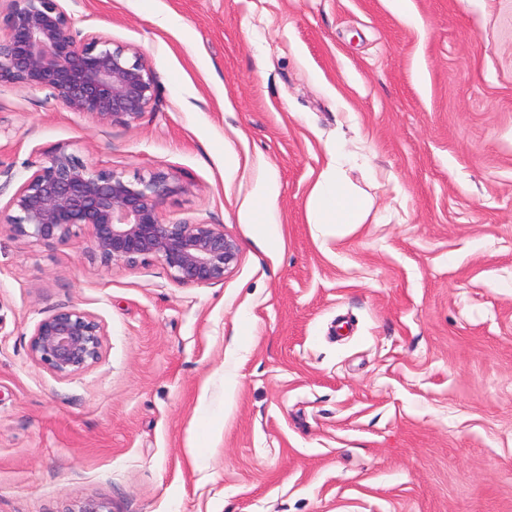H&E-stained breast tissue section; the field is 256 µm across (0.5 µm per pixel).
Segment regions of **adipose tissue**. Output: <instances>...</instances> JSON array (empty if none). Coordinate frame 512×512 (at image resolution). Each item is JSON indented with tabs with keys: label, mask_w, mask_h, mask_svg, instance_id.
Returning a JSON list of instances; mask_svg holds the SVG:
<instances>
[{
	"label": "adipose tissue",
	"mask_w": 512,
	"mask_h": 512,
	"mask_svg": "<svg viewBox=\"0 0 512 512\" xmlns=\"http://www.w3.org/2000/svg\"><path fill=\"white\" fill-rule=\"evenodd\" d=\"M343 161L341 152L330 153L325 170L313 183L307 199L309 223L348 227L367 218L370 204L347 187L342 175Z\"/></svg>",
	"instance_id": "obj_1"
}]
</instances>
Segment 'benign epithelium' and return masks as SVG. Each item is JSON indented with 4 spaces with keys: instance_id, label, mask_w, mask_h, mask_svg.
Wrapping results in <instances>:
<instances>
[{
    "instance_id": "obj_1",
    "label": "benign epithelium",
    "mask_w": 512,
    "mask_h": 512,
    "mask_svg": "<svg viewBox=\"0 0 512 512\" xmlns=\"http://www.w3.org/2000/svg\"><path fill=\"white\" fill-rule=\"evenodd\" d=\"M0 84L49 91L72 112L100 124L139 120L156 99L152 65L138 49L104 35L80 37L57 0H0ZM0 222L17 235L67 242L88 231L105 268L156 259L180 284L214 285L237 262L238 245L220 224L163 222L160 206L186 186L171 173L128 179L89 164L64 147L33 164ZM101 325L64 307L35 325L32 360L58 379L78 375L102 354ZM68 512H111L101 499L75 502Z\"/></svg>"
}]
</instances>
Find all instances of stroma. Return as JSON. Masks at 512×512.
I'll return each mask as SVG.
<instances>
[{"instance_id":"35a3bbf8","label":"stroma","mask_w":512,"mask_h":512,"mask_svg":"<svg viewBox=\"0 0 512 512\" xmlns=\"http://www.w3.org/2000/svg\"><path fill=\"white\" fill-rule=\"evenodd\" d=\"M59 4L156 104L101 125L0 84V208L63 146L176 175L163 221L239 254L185 285L0 225V512H512V0ZM338 145L371 202L341 229L306 212ZM65 306L103 350L59 379L29 343Z\"/></svg>"}]
</instances>
